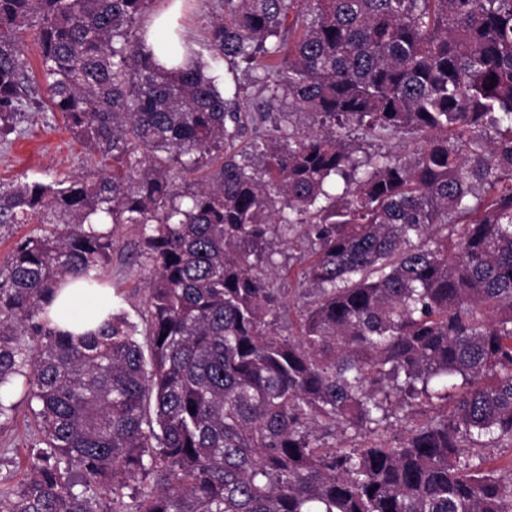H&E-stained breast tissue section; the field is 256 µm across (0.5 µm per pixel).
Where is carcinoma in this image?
Listing matches in <instances>:
<instances>
[{
  "label": "carcinoma",
  "mask_w": 512,
  "mask_h": 512,
  "mask_svg": "<svg viewBox=\"0 0 512 512\" xmlns=\"http://www.w3.org/2000/svg\"><path fill=\"white\" fill-rule=\"evenodd\" d=\"M159 0H0V140L48 107L102 168L0 183V395L38 447L0 512H512V0H215L208 46L315 116L244 147ZM31 35L45 98L25 55ZM400 136L358 156L349 135ZM306 225L286 303L269 238ZM125 225L151 261L143 320L75 334L45 307L104 285ZM353 429L361 441L341 440Z\"/></svg>",
  "instance_id": "carcinoma-1"
}]
</instances>
